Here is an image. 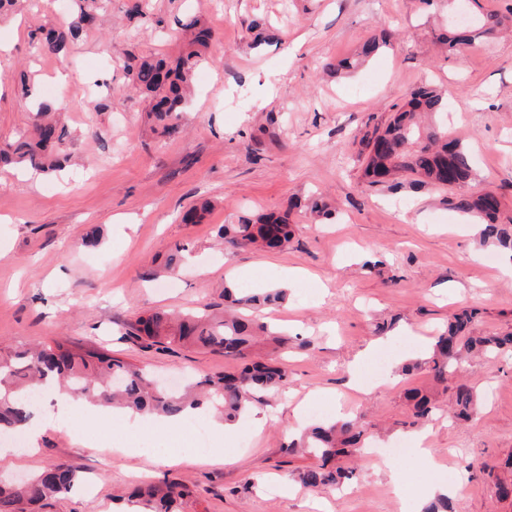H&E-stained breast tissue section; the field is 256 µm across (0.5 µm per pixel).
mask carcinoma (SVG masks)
<instances>
[{"label": "carcinoma", "instance_id": "cac0c4a2", "mask_svg": "<svg viewBox=\"0 0 512 512\" xmlns=\"http://www.w3.org/2000/svg\"><path fill=\"white\" fill-rule=\"evenodd\" d=\"M95 22V14L84 8L61 29L50 30L40 41L45 54H58L81 38ZM189 50L172 61L163 58H130L124 62L132 85L151 99L150 112L161 129V135L176 138L183 132L177 122L186 102V90L200 63L204 60L210 40L200 36L202 28L191 20ZM387 43L384 37L366 41L358 57L345 61L351 68L376 55ZM36 121L32 131L18 135L13 143L0 148L1 164H22L42 173L62 168L67 157L58 153L67 138L65 127L49 118L52 108L38 103L34 107ZM447 111L443 98L432 88L420 86L410 93L409 100L390 117L384 126L376 125L360 139L363 156V178L370 186L391 185L403 176H411L423 185L452 191L448 204L460 212L483 221L480 235L512 252V224L497 223L501 203L493 192L470 194L463 191L473 176V160L461 142L448 139V126L436 120ZM294 236L288 213L243 217L235 224H223L218 237L224 247L233 250L259 248L281 251ZM286 291L261 288L251 293L244 288H224L227 301L224 314L204 321L197 314L173 316L154 312L136 321L132 333L145 347L170 348L172 345L196 346L221 350L224 355L242 360L236 373L204 375L188 381L179 390L162 386L142 366L98 351L83 350L62 338L23 351L0 354V433L23 431L32 417L29 394L58 386L86 400L105 406L125 408L136 413L172 416L188 406L205 405L224 421L242 419L256 395L273 393L288 384L287 371L273 360L257 357L256 346L264 341L285 344L288 338L267 333L261 322L237 313L239 308L275 305L285 301ZM475 308L464 309L448 319V330L437 336L432 351L423 361L404 364L402 373L411 375L425 370L434 380L447 383L468 355L478 353L488 359L509 352L512 354V332L484 335L474 330ZM406 399L412 402L414 420L428 416L433 410L430 395L409 388ZM479 406L477 392L468 384L456 386L453 416L468 420ZM365 429L355 418L328 420L310 427L300 441H292L285 451L292 454L306 449L318 464L299 475L307 487L338 485L349 479L350 470L333 465L336 457L360 456ZM495 495L512 497V484L493 477V468H480ZM77 481L75 468L68 464H52L41 473L20 483L0 485V512H28V508L45 498L67 494ZM186 493L173 485L137 489L127 497L132 512H180Z\"/></svg>", "mask_w": 512, "mask_h": 512}]
</instances>
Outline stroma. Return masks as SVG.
I'll list each match as a JSON object with an SVG mask.
<instances>
[{
  "label": "stroma",
  "instance_id": "1",
  "mask_svg": "<svg viewBox=\"0 0 512 512\" xmlns=\"http://www.w3.org/2000/svg\"><path fill=\"white\" fill-rule=\"evenodd\" d=\"M77 0H25L0 20V147L31 121L18 82L51 107L72 137L62 176H30L0 167V346L21 348L63 336L140 366L164 382L235 372L223 353L174 346L141 348L127 332L153 311L224 309V287L272 288L287 297L263 322L288 337L271 357L288 385L260 394L237 434L212 431L225 461L206 463L180 430L145 427L165 450L123 453L131 424L103 411L36 410L44 429L36 452L0 464V481L74 466L72 492L30 512H117L136 482L167 481L189 494L182 512H424L435 483L448 485L456 512H512L470 469L512 455V355L464 366L479 411L465 423L448 417L452 388L424 371L391 384L401 352L423 358L448 317L478 309L482 334L512 331V257L483 243L478 225L448 195L402 179L396 187L363 183L355 138L384 121L411 89L429 83L448 104L449 138L475 159L468 189L501 200L512 222V28L444 51L452 0H111L83 37L57 55L37 49L40 30L71 20ZM213 29L209 58L193 76L181 115L184 131H156L143 94L124 69L130 57L172 58L189 18ZM389 34L373 60L351 73L330 64L352 57L366 39ZM67 72L68 82L55 79ZM323 196L332 219L313 223L293 210L295 236L280 252L226 253L220 225L282 206L290 197ZM209 201L201 222L181 213ZM93 243H85L86 235ZM183 263L169 270L174 245ZM299 271L288 279V271ZM373 357L363 389L347 387L348 362ZM387 366H380V359ZM434 393L439 407L411 424L405 389ZM325 415L350 414L383 448L429 430L430 455L348 460L342 489L305 488L314 457L284 454L293 430Z\"/></svg>",
  "mask_w": 512,
  "mask_h": 512
}]
</instances>
